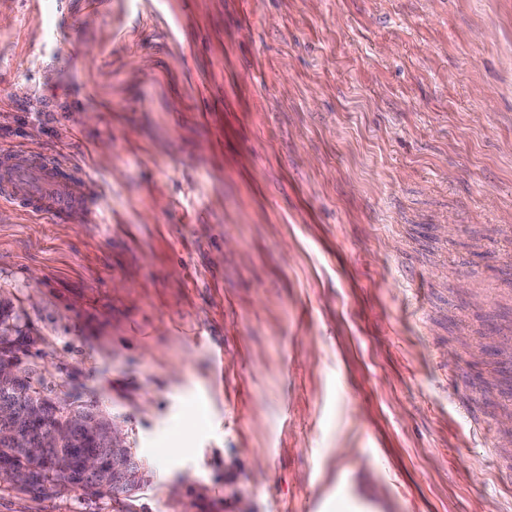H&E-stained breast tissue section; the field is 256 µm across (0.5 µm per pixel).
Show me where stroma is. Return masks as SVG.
I'll return each mask as SVG.
<instances>
[{
	"mask_svg": "<svg viewBox=\"0 0 512 512\" xmlns=\"http://www.w3.org/2000/svg\"><path fill=\"white\" fill-rule=\"evenodd\" d=\"M92 179L0 205L24 357L129 496L0 512H512V0H0V146Z\"/></svg>",
	"mask_w": 512,
	"mask_h": 512,
	"instance_id": "stroma-1",
	"label": "stroma"
}]
</instances>
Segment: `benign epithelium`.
Listing matches in <instances>:
<instances>
[{"label":"benign epithelium","mask_w":512,"mask_h":512,"mask_svg":"<svg viewBox=\"0 0 512 512\" xmlns=\"http://www.w3.org/2000/svg\"><path fill=\"white\" fill-rule=\"evenodd\" d=\"M38 342L16 334L12 319L0 317V391L21 390L23 407L0 401V484L32 491L79 487L97 494L108 486L140 488L149 476L135 460L122 429L96 403L77 401L60 387L39 389L21 354Z\"/></svg>","instance_id":"obj_1"}]
</instances>
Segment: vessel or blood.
I'll list each match as a JSON object with an SVG mask.
<instances>
[{"instance_id":"1","label":"vessel or blood","mask_w":512,"mask_h":512,"mask_svg":"<svg viewBox=\"0 0 512 512\" xmlns=\"http://www.w3.org/2000/svg\"><path fill=\"white\" fill-rule=\"evenodd\" d=\"M0 200L27 213L63 220L77 206L92 209L93 185L63 160L33 151L0 150Z\"/></svg>"}]
</instances>
